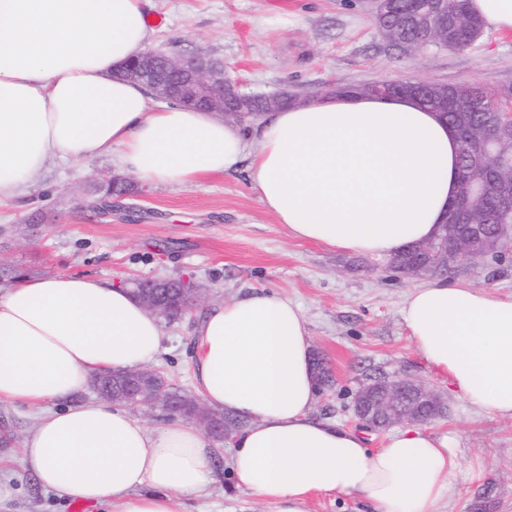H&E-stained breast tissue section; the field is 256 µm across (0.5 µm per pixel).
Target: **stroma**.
<instances>
[{
    "label": "stroma",
    "mask_w": 512,
    "mask_h": 512,
    "mask_svg": "<svg viewBox=\"0 0 512 512\" xmlns=\"http://www.w3.org/2000/svg\"><path fill=\"white\" fill-rule=\"evenodd\" d=\"M160 18L149 46L178 57L221 61L244 89L312 96L332 85L382 79L512 85V32L493 29L462 50L438 45L402 49L381 35L372 0H149ZM111 157L58 162L0 207V290L9 272L31 278L78 275L131 286L140 278L184 277L202 293L181 317L164 322L163 350L153 369L172 387L193 393L194 329L210 309L256 292L298 304L312 349L335 383L319 390L314 417L351 429L354 397L371 375L409 374L444 393L448 411L430 431L454 437L461 469L440 512H512V420L479 411L450 394L418 353L400 309L419 281L395 273L384 257L345 253L291 236L259 203L247 165L173 186L125 178L129 194L105 215L83 207ZM446 282L512 294V263L491 270L458 261ZM36 425L21 404L0 405V512H72L46 492L20 462ZM232 448L221 442L223 477L188 512H268L236 487L226 470Z\"/></svg>",
    "instance_id": "obj_1"
}]
</instances>
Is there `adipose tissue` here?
<instances>
[{
  "instance_id": "ef3b65f1",
  "label": "adipose tissue",
  "mask_w": 512,
  "mask_h": 512,
  "mask_svg": "<svg viewBox=\"0 0 512 512\" xmlns=\"http://www.w3.org/2000/svg\"><path fill=\"white\" fill-rule=\"evenodd\" d=\"M148 0H0V203L56 160L111 157L158 184L195 185L248 162L259 202L297 239L390 257L432 239L456 197L458 138L404 97L330 95L267 114L260 148L210 113L158 106L120 77L148 44ZM416 350L449 389L512 420V295L435 281L401 308ZM194 384L246 422L230 470L270 512H309L313 494L369 512H436L460 469L452 439L417 426L370 449L313 417L306 321L256 293L211 309L195 330ZM160 319L127 288L81 276L24 279L0 294V402L39 409L21 461L46 491L110 512H185L219 481L212 443L175 420L84 400L92 379L158 356Z\"/></svg>"
}]
</instances>
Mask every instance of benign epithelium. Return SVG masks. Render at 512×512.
<instances>
[{
	"label": "benign epithelium",
	"instance_id": "7a95c632",
	"mask_svg": "<svg viewBox=\"0 0 512 512\" xmlns=\"http://www.w3.org/2000/svg\"><path fill=\"white\" fill-rule=\"evenodd\" d=\"M125 75L147 86L155 98L178 102L189 107L205 109L217 114L226 112L225 95L239 88L224 66L208 57L197 54L188 58H174L154 50H144L126 69ZM512 115L499 119L484 129L479 144L472 150L469 163L478 169L484 155L495 153L501 162L512 165ZM486 185L479 181L464 185V191L456 196L457 206L449 211L446 223L463 224L464 212L483 199ZM478 247L482 258L505 259L512 255V224L505 222L497 234L485 236L478 231L453 237L448 245L432 241L423 246L426 262L407 274L409 278L435 277L448 272V264L456 263L463 255ZM199 289L190 291L179 287L175 279H148L138 283L137 300L148 310L164 316L170 310L184 312L197 301ZM166 379L156 370L139 369L126 374L109 375L93 379L92 390L114 403L145 408L149 411L162 405ZM193 407L192 421L208 436L233 441L234 433L224 426V415L199 400L185 396ZM433 406L438 413L446 410L442 395L425 382L409 375L386 376L373 386L371 397L358 403L355 416L359 425L369 432H381L387 423L393 425L422 424L426 422L422 407Z\"/></svg>",
	"mask_w": 512,
	"mask_h": 512
}]
</instances>
